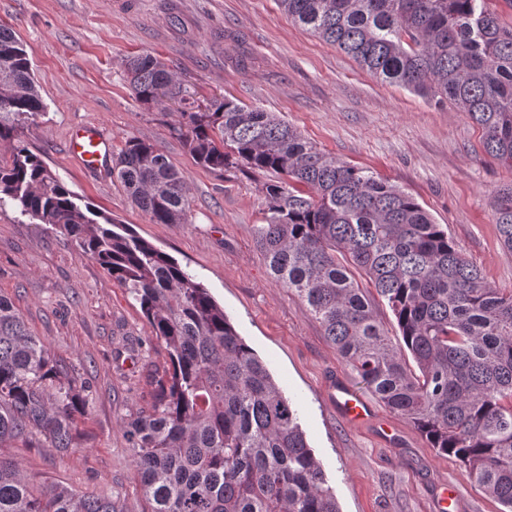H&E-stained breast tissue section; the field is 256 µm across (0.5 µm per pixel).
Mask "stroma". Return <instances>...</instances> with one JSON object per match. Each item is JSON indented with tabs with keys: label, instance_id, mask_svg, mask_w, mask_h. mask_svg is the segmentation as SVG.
I'll list each match as a JSON object with an SVG mask.
<instances>
[{
	"label": "stroma",
	"instance_id": "1",
	"mask_svg": "<svg viewBox=\"0 0 512 512\" xmlns=\"http://www.w3.org/2000/svg\"><path fill=\"white\" fill-rule=\"evenodd\" d=\"M0 24L25 46L45 105L18 139L80 203L130 225L196 275L296 404L341 512H438L445 482L459 492L458 512H499L455 458L437 454L383 403L361 424L343 421L334 385L371 392L306 305L272 279L256 241L269 174L197 164L175 132L176 105L138 103L125 63L148 52L199 100L224 96L276 113L318 148L415 196L490 285L512 288V252L494 214L512 168L484 153L465 113L370 76L275 0H0ZM84 122L116 152L131 138L160 147L186 179L188 223H151L111 169L85 171L67 150L71 127ZM0 296L86 400L68 453L47 451L39 436L11 441L0 455L34 475L35 488L59 483L111 496L117 512H150L124 424L151 408L169 358L138 303L74 243L8 201L0 202Z\"/></svg>",
	"mask_w": 512,
	"mask_h": 512
}]
</instances>
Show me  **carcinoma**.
I'll use <instances>...</instances> for the list:
<instances>
[{"instance_id": "obj_1", "label": "carcinoma", "mask_w": 512, "mask_h": 512, "mask_svg": "<svg viewBox=\"0 0 512 512\" xmlns=\"http://www.w3.org/2000/svg\"><path fill=\"white\" fill-rule=\"evenodd\" d=\"M276 2L369 75L453 103L481 130L486 154L512 167V23L498 0ZM126 79L141 104L179 106L175 132L200 165L279 175L263 184L256 225L275 281L306 304L380 402L512 512V289L487 284L410 193L318 149L274 113L226 97L198 104L148 53L129 60ZM41 111L28 53L1 25L0 141ZM112 177L152 223H187L186 180L155 144L127 140ZM4 198L126 288L165 344L167 379L151 409L125 425L151 512H340L297 409L194 274L128 225L91 218L20 142L0 160ZM495 224L512 251V185L497 193ZM355 269L387 301L405 349L392 344ZM83 405L51 348L0 297V444L39 435L66 451ZM0 512L116 510L109 496L60 484L37 492L0 456Z\"/></svg>"}]
</instances>
